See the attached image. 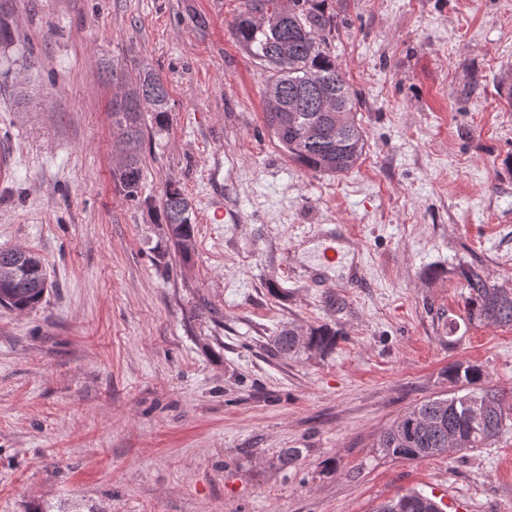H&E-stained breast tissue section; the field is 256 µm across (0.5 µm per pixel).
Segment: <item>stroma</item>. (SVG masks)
<instances>
[{
	"mask_svg": "<svg viewBox=\"0 0 512 512\" xmlns=\"http://www.w3.org/2000/svg\"><path fill=\"white\" fill-rule=\"evenodd\" d=\"M239 7L0 0V248L50 283L33 311L0 306V512H375L413 490L512 512V431L420 462L375 446L453 393L450 363L512 393V327L470 318L462 275L512 290V0H329L367 139L339 177L270 136ZM116 64L170 98L134 201ZM170 181L194 207L186 265L160 251ZM324 324L331 351L272 345Z\"/></svg>",
	"mask_w": 512,
	"mask_h": 512,
	"instance_id": "stroma-1",
	"label": "stroma"
}]
</instances>
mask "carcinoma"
<instances>
[{
  "label": "carcinoma",
  "instance_id": "cac0c4a2",
  "mask_svg": "<svg viewBox=\"0 0 512 512\" xmlns=\"http://www.w3.org/2000/svg\"><path fill=\"white\" fill-rule=\"evenodd\" d=\"M327 0H241L230 27L233 40L253 62L271 72L266 88L265 125L280 149L302 167L339 176L355 167L365 152L366 135L359 122L360 93L346 80L328 52L337 29ZM168 92L162 76L139 70L130 86L112 102L113 139L124 156L116 174L125 195L136 198L143 177L141 144L145 118L162 130L170 120ZM166 248L183 260L191 257L194 239L192 205L181 188L167 185L159 205ZM21 274L0 288V305L19 311L38 307L48 281L41 258L18 249L0 250V270ZM470 316L512 326V292L493 288L480 268L465 274ZM336 342L327 326L300 333L283 329L277 336L282 353L300 347L322 351ZM448 381L458 391L422 401L397 418L378 438L376 447L400 460L424 461L485 448L512 429L504 393L490 384L476 365H448ZM376 512H440L421 492H409L382 504Z\"/></svg>",
  "mask_w": 512,
  "mask_h": 512
}]
</instances>
